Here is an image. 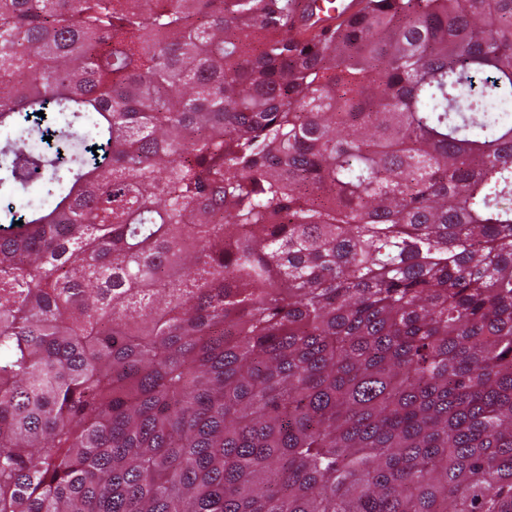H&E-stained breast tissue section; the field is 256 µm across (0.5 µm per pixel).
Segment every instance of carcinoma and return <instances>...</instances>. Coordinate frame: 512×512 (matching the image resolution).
I'll use <instances>...</instances> for the list:
<instances>
[{"label": "carcinoma", "mask_w": 512, "mask_h": 512, "mask_svg": "<svg viewBox=\"0 0 512 512\" xmlns=\"http://www.w3.org/2000/svg\"><path fill=\"white\" fill-rule=\"evenodd\" d=\"M293 7L0 0V512H512V0ZM313 0H296L295 2V14L299 17L306 4H314V13L316 18L325 19L327 15H338L339 13H343L346 16L354 15L359 10L358 2L356 0H339L336 2V5L327 6L323 0H317V2H312Z\"/></svg>", "instance_id": "cac0c4a2"}]
</instances>
